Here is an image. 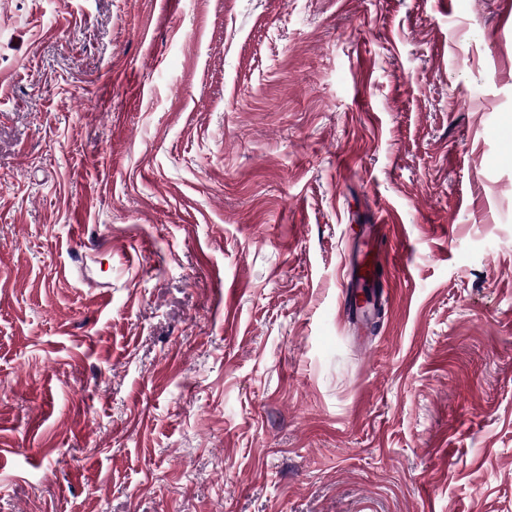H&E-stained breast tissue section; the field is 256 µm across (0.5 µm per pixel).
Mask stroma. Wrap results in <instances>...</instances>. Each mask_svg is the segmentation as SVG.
<instances>
[{"mask_svg":"<svg viewBox=\"0 0 512 512\" xmlns=\"http://www.w3.org/2000/svg\"><path fill=\"white\" fill-rule=\"evenodd\" d=\"M509 133L512 0H0V512H512Z\"/></svg>","mask_w":512,"mask_h":512,"instance_id":"1","label":"stroma"}]
</instances>
